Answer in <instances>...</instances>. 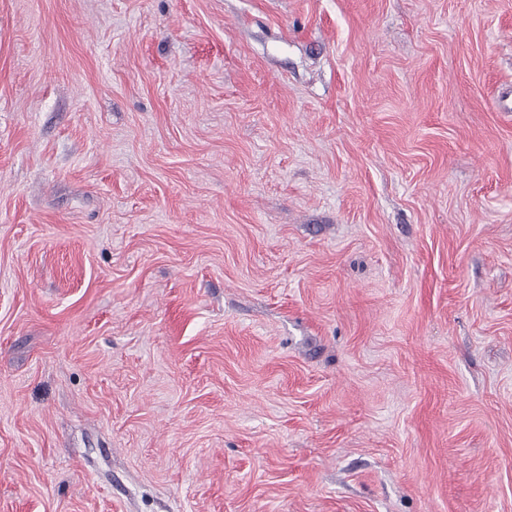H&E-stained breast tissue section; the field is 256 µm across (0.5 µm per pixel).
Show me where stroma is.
Segmentation results:
<instances>
[{
	"label": "stroma",
	"mask_w": 512,
	"mask_h": 512,
	"mask_svg": "<svg viewBox=\"0 0 512 512\" xmlns=\"http://www.w3.org/2000/svg\"><path fill=\"white\" fill-rule=\"evenodd\" d=\"M0 512H512V0H0Z\"/></svg>",
	"instance_id": "1"
}]
</instances>
